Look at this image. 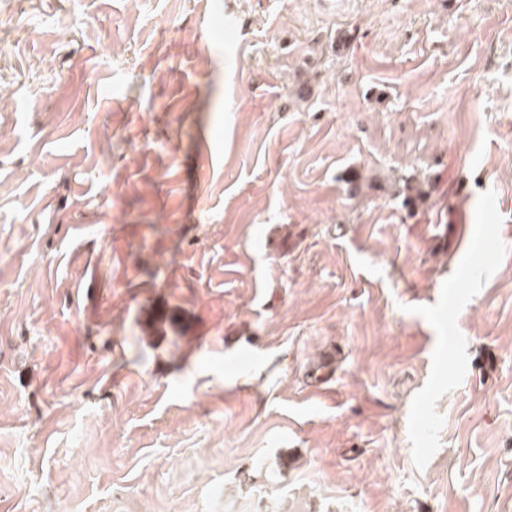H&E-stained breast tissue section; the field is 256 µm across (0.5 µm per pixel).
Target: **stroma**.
<instances>
[{"mask_svg":"<svg viewBox=\"0 0 512 512\" xmlns=\"http://www.w3.org/2000/svg\"><path fill=\"white\" fill-rule=\"evenodd\" d=\"M0 512H512V0H0Z\"/></svg>","mask_w":512,"mask_h":512,"instance_id":"stroma-1","label":"stroma"}]
</instances>
